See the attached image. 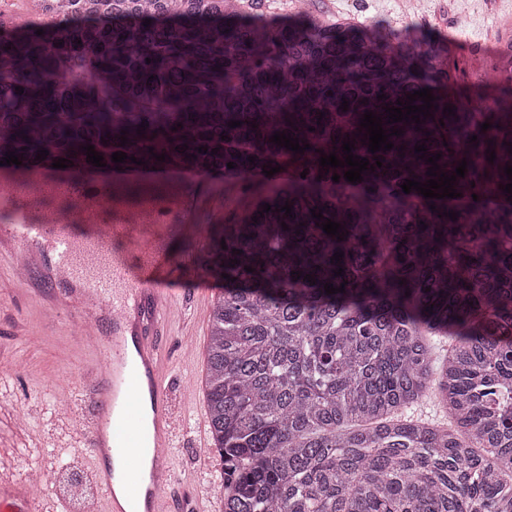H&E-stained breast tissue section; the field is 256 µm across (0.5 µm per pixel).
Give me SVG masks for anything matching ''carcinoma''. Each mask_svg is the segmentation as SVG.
Segmentation results:
<instances>
[{
	"label": "carcinoma",
	"mask_w": 512,
	"mask_h": 512,
	"mask_svg": "<svg viewBox=\"0 0 512 512\" xmlns=\"http://www.w3.org/2000/svg\"><path fill=\"white\" fill-rule=\"evenodd\" d=\"M453 81L437 38L349 13H277L268 0H37L20 22L0 9V159L15 152L17 171L65 158L81 179L124 152V167L133 156L239 177L244 194L265 185L188 252L224 285L200 376L220 512H512V413L498 409L512 394V199L499 189L512 98L472 112L448 97ZM423 88L431 116L387 123L386 108ZM367 110L402 130L392 149L368 152ZM277 131L310 149L270 142ZM346 141L374 166L356 184L319 165L344 160ZM437 153L447 176L467 161L461 196L404 193ZM269 165L280 171L265 175ZM313 209L341 224L342 241ZM429 396L451 424L404 415Z\"/></svg>",
	"instance_id": "cac0c4a2"
}]
</instances>
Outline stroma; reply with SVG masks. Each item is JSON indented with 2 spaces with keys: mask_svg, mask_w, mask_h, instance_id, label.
Segmentation results:
<instances>
[{
  "mask_svg": "<svg viewBox=\"0 0 512 512\" xmlns=\"http://www.w3.org/2000/svg\"><path fill=\"white\" fill-rule=\"evenodd\" d=\"M412 22L441 34L455 27L463 35L485 42L498 41L512 29V0H419ZM452 59L466 72L450 87V94L473 105L498 98L512 84L499 78L493 87L479 79L496 70L492 57H477L465 49L450 51ZM39 280L24 285L16 282L8 262L0 261V467L9 469L17 482H24L32 466H40L48 481L39 490L41 512H64L60 500L69 496V484L81 481L85 492L71 499V512H87L100 493L91 480L92 450L70 451V412H82L90 400L88 387L80 380L92 356L81 336L67 325V316L35 299L32 290ZM214 295L198 307L175 313L171 325V372L169 393L189 427H196L199 404L184 391L189 378L199 377L202 363H182V345L203 351L207 344ZM175 477L185 496L201 486L220 491V467L213 448L197 447L193 436L179 440Z\"/></svg>",
  "mask_w": 512,
  "mask_h": 512,
  "instance_id": "1",
  "label": "stroma"
}]
</instances>
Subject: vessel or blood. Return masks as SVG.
Wrapping results in <instances>:
<instances>
[{
	"label": "vessel or blood",
	"mask_w": 512,
	"mask_h": 512,
	"mask_svg": "<svg viewBox=\"0 0 512 512\" xmlns=\"http://www.w3.org/2000/svg\"><path fill=\"white\" fill-rule=\"evenodd\" d=\"M176 179L153 171L130 170L110 180L107 204L95 201L92 185L68 180H20L5 195L23 211L57 202L81 201L75 227L10 224L8 259L39 244L38 266L47 267L63 287L57 302L78 304L95 320L93 345L101 359L85 379L92 386L88 443L94 450L93 481L102 493V512H179L171 448L183 428L166 391L167 325L173 304L186 286H200L203 272L192 257L171 252L178 225L191 223L185 199L203 204L208 180ZM124 462L116 471L115 459ZM26 486L0 476V512H37Z\"/></svg>",
	"instance_id": "obj_1"
}]
</instances>
